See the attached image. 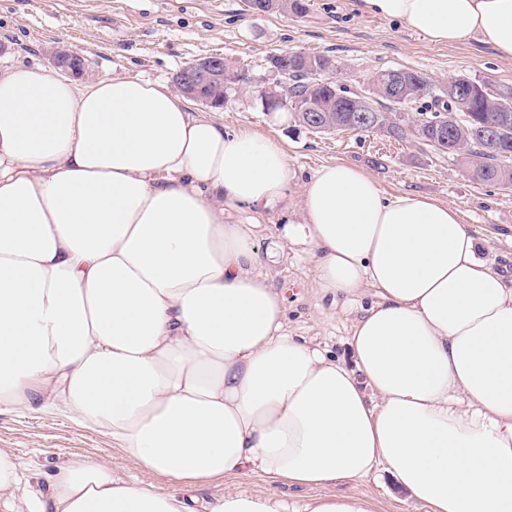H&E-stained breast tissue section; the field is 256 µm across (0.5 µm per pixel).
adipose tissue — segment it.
Listing matches in <instances>:
<instances>
[{
	"instance_id": "adipose-tissue-1",
	"label": "adipose tissue",
	"mask_w": 512,
	"mask_h": 512,
	"mask_svg": "<svg viewBox=\"0 0 512 512\" xmlns=\"http://www.w3.org/2000/svg\"><path fill=\"white\" fill-rule=\"evenodd\" d=\"M355 7L512 60V0ZM295 178L283 141L166 84L0 69V411L64 414L147 475L74 459L44 494L0 448V512H373L326 488L382 463L429 512H512V278L456 207L346 163L314 172L269 249L228 221ZM293 245L317 296L374 298L349 360L288 331L267 265Z\"/></svg>"
}]
</instances>
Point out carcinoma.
Here are the masks:
<instances>
[{
  "instance_id": "obj_1",
  "label": "carcinoma",
  "mask_w": 512,
  "mask_h": 512,
  "mask_svg": "<svg viewBox=\"0 0 512 512\" xmlns=\"http://www.w3.org/2000/svg\"><path fill=\"white\" fill-rule=\"evenodd\" d=\"M250 2L253 4L251 10L260 13L289 11L301 15L307 10L303 0ZM284 56L288 58L290 70L288 87L284 99L276 102L272 111L286 109L294 113L298 107L309 105L320 116L331 114L341 121L345 113L338 111V108L353 109L360 104L359 93L363 89L339 83L328 72H312V68L332 61V57L304 52H286ZM458 81L470 96L446 101L443 99L445 93L433 82L421 86L408 85L404 100L397 104L378 94L368 102L370 109L379 113H392L395 106L408 104L414 114L400 120L398 124L373 127L363 125L356 128V131L370 133L380 130L401 141L414 136L429 142L435 137L434 123L440 113L453 111L460 116V124L453 132V147L447 153L462 161L473 180L512 188V124L501 132L499 140L494 143H484L477 136L479 131L497 125L502 112L512 113V88L493 86L466 76L458 77ZM251 88L252 78L247 72L224 66V91Z\"/></svg>"
}]
</instances>
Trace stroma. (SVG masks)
<instances>
[{
    "mask_svg": "<svg viewBox=\"0 0 512 512\" xmlns=\"http://www.w3.org/2000/svg\"><path fill=\"white\" fill-rule=\"evenodd\" d=\"M353 2L311 0L308 12L296 16L255 15L244 0H0V66L48 64L49 49L64 44L83 55L88 76L138 75L170 85L186 65L224 56L248 70L256 85L252 92L230 93L223 107L209 111L225 131L247 126L284 140L303 182L320 165L345 162L370 171L385 192L454 206L462 223L485 239L486 257L512 273V190L474 181L456 158L414 137L314 132L294 114L264 111L256 90L274 85L268 59L286 51L332 56L340 81L354 87L388 67L415 69L440 84L466 76L512 87V62L499 59L486 42L433 44L397 21L357 12ZM268 272L285 299L290 331L348 358L345 339L355 310L316 299L313 267L304 257L286 255ZM0 448L11 449L42 482L77 457L108 458L122 475H140L111 439L60 414L0 412ZM349 490L371 499L378 512H428L422 504L399 502L398 489L381 471Z\"/></svg>",
    "mask_w": 512,
    "mask_h": 512,
    "instance_id": "35a3bbf8",
    "label": "stroma"
}]
</instances>
